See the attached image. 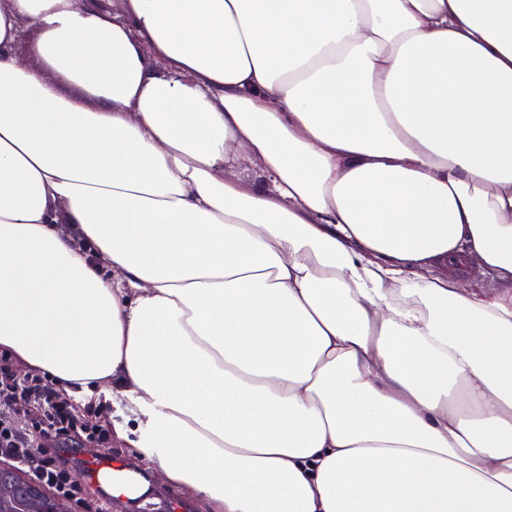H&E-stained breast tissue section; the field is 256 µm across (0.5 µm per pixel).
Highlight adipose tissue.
<instances>
[{
    "label": "adipose tissue",
    "instance_id": "1",
    "mask_svg": "<svg viewBox=\"0 0 512 512\" xmlns=\"http://www.w3.org/2000/svg\"><path fill=\"white\" fill-rule=\"evenodd\" d=\"M0 350L212 512H512V0H0Z\"/></svg>",
    "mask_w": 512,
    "mask_h": 512
}]
</instances>
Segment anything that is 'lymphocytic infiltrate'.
Here are the masks:
<instances>
[{
  "mask_svg": "<svg viewBox=\"0 0 512 512\" xmlns=\"http://www.w3.org/2000/svg\"><path fill=\"white\" fill-rule=\"evenodd\" d=\"M19 410L0 418V456L65 498L79 490L68 478L60 450L73 444L107 446L108 438L71 412L69 403L41 374L18 376L0 368V405Z\"/></svg>",
  "mask_w": 512,
  "mask_h": 512,
  "instance_id": "obj_1",
  "label": "lymphocytic infiltrate"
}]
</instances>
